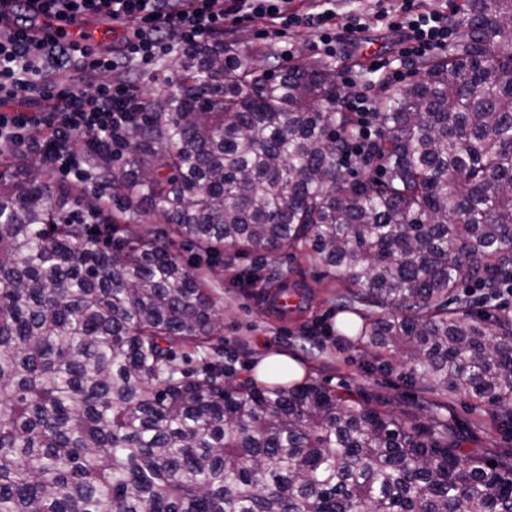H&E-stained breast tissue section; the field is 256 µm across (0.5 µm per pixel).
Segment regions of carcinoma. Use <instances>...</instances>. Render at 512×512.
I'll list each match as a JSON object with an SVG mask.
<instances>
[{
  "instance_id": "1",
  "label": "carcinoma",
  "mask_w": 512,
  "mask_h": 512,
  "mask_svg": "<svg viewBox=\"0 0 512 512\" xmlns=\"http://www.w3.org/2000/svg\"><path fill=\"white\" fill-rule=\"evenodd\" d=\"M448 25L458 40L386 86L350 165L332 64L274 78L232 39L177 57L125 165L92 157L111 188L92 226L49 169L0 149V512H512V456L462 452L437 416L236 381L209 283L172 249L309 253L359 315L344 331L512 430L495 304L512 293V0H463ZM154 214L168 236L138 229Z\"/></svg>"
}]
</instances>
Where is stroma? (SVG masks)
Returning a JSON list of instances; mask_svg holds the SVG:
<instances>
[{
    "mask_svg": "<svg viewBox=\"0 0 512 512\" xmlns=\"http://www.w3.org/2000/svg\"><path fill=\"white\" fill-rule=\"evenodd\" d=\"M314 6L332 10L337 26L357 17L364 19L365 26L353 42L338 47L330 56L318 48L313 29L293 28L281 35L276 21L270 19L226 23L224 36L239 41L261 58H330L337 74L354 77L357 91L374 99L379 98L385 81L369 71L371 53L389 58L393 67L401 71L402 83L418 79L416 66L400 60L398 31L388 21L374 17L371 0H290L288 8L304 12ZM173 250L186 264L209 272L223 304L224 359L231 362L238 379L254 377L263 356L285 353L301 362L306 379L362 405L398 415L437 413L460 432L464 451L492 460L512 454V433L498 426L494 409L486 402L427 392L407 382L401 356L378 355L355 336L343 340L325 335V325L341 318L336 306L341 289L323 277L312 258L279 256L276 263L266 267L267 287L241 288L237 285L239 274L254 266L252 257L242 255L218 263L189 246L177 244ZM283 280L306 293L301 308L285 319L273 314L265 301L267 288L276 287Z\"/></svg>",
    "mask_w": 512,
    "mask_h": 512,
    "instance_id": "obj_1",
    "label": "stroma"
}]
</instances>
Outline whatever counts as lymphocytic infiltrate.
I'll return each instance as SVG.
<instances>
[{
  "instance_id": "obj_1",
  "label": "lymphocytic infiltrate",
  "mask_w": 512,
  "mask_h": 512,
  "mask_svg": "<svg viewBox=\"0 0 512 512\" xmlns=\"http://www.w3.org/2000/svg\"><path fill=\"white\" fill-rule=\"evenodd\" d=\"M394 21L399 54L416 64L448 46V17L415 0H375ZM87 15L128 27L122 45L88 54L75 43L28 36L37 13ZM270 18L282 29L314 28L325 53L339 35L329 11L300 14L288 0H0V144L36 154L52 170L90 178L88 157L123 143L141 110L135 82L154 62L220 34L227 20ZM52 100L43 111V100ZM82 137L75 145L74 137Z\"/></svg>"
}]
</instances>
